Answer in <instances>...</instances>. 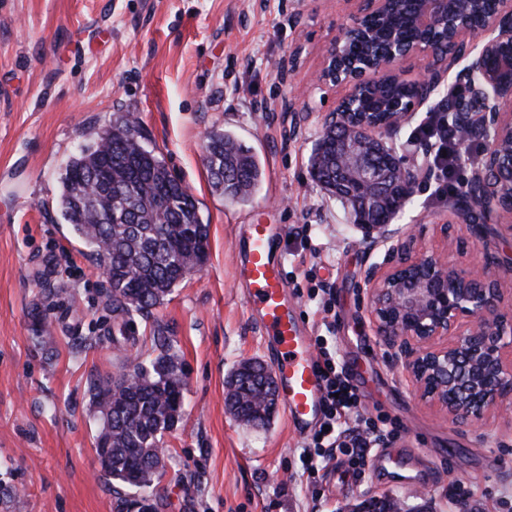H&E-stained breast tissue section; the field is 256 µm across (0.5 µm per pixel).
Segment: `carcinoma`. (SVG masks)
Here are the masks:
<instances>
[{
  "label": "carcinoma",
  "mask_w": 512,
  "mask_h": 512,
  "mask_svg": "<svg viewBox=\"0 0 512 512\" xmlns=\"http://www.w3.org/2000/svg\"><path fill=\"white\" fill-rule=\"evenodd\" d=\"M405 8L381 23L377 47L390 37L423 36ZM405 87H388L357 102L363 110L404 103ZM140 123L128 114L67 166L60 207L66 222L89 253L104 266L113 311L126 317L159 305L172 288L201 270L209 253V225L198 219L194 197L166 164L140 142ZM321 162L311 177L330 184L329 159L336 153V135L323 132L317 143ZM212 187L232 197L245 196L261 181L262 170L250 148L233 136L215 132L205 146ZM234 183L224 184V172ZM232 408L246 425L269 420L274 404L254 408L259 391L245 365L232 374ZM185 374L166 337H157L154 352L116 377L97 379L92 404L102 421L95 453L108 483L143 490L154 488L164 464L157 454L165 432L182 418Z\"/></svg>",
  "instance_id": "carcinoma-1"
}]
</instances>
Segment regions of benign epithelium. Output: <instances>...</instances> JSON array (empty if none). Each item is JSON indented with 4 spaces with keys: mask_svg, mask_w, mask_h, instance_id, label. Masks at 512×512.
<instances>
[{
    "mask_svg": "<svg viewBox=\"0 0 512 512\" xmlns=\"http://www.w3.org/2000/svg\"><path fill=\"white\" fill-rule=\"evenodd\" d=\"M350 22L331 42L320 84L346 93L326 113L322 127L336 130V195L350 200L361 232L359 244L384 247L382 262L370 267L365 286L375 335L415 383L420 397L459 427L491 413L512 425V299L502 267L491 257L480 266L461 267L447 256L420 250L413 235L395 224L415 194L418 170L408 167L392 139L427 104L448 73L467 80L451 122L464 142L479 139L487 148L455 210V223L478 229L488 224L512 237V0H496L495 10L478 27L468 14L480 0H412L422 5L421 28H444L448 56L437 60L427 41L403 51L375 50L371 18H385L404 0H362ZM367 47L359 67L340 65L350 39ZM417 59L420 74L407 79L403 63ZM408 82L416 94L386 122L351 103L381 85Z\"/></svg>",
    "mask_w": 512,
    "mask_h": 512,
    "instance_id": "7a95c632",
    "label": "benign epithelium"
}]
</instances>
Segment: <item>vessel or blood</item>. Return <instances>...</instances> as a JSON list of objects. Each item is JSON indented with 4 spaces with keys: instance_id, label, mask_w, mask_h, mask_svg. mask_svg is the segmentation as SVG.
I'll use <instances>...</instances> for the list:
<instances>
[{
    "instance_id": "1",
    "label": "vessel or blood",
    "mask_w": 512,
    "mask_h": 512,
    "mask_svg": "<svg viewBox=\"0 0 512 512\" xmlns=\"http://www.w3.org/2000/svg\"><path fill=\"white\" fill-rule=\"evenodd\" d=\"M278 238L273 225H250L239 277L247 286V303L260 319L262 334L276 352L278 399L292 430L300 433L321 415L323 383L310 339L288 301L283 267L275 254Z\"/></svg>"
}]
</instances>
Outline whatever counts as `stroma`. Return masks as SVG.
<instances>
[{"label": "stroma", "instance_id": "35a3bbf8", "mask_svg": "<svg viewBox=\"0 0 512 512\" xmlns=\"http://www.w3.org/2000/svg\"><path fill=\"white\" fill-rule=\"evenodd\" d=\"M261 3L0 0V512H132L136 491L99 473L90 387L152 351L160 332L186 390L183 419L162 439L157 512H354L370 496L399 499L406 512H512V428L493 417L459 428L420 399L374 334L364 279L382 254L358 245L347 208L309 175L321 115L342 95L318 89V75L354 0H276L270 13ZM307 97L315 110L302 120L288 104ZM129 113L210 226L203 268L129 320L133 346L103 269L58 208L70 161ZM210 132L260 158L262 182L245 199L214 192ZM455 207L424 179L400 221L418 247L461 264L512 259V241L453 223ZM252 224L282 226L288 299L306 334L354 370L362 417L400 422L390 445L408 454L386 475L371 464L354 472L345 452L306 471L315 430L294 433L280 408L262 427L227 410L238 364L273 363L236 276ZM453 483L472 490L467 503L449 496Z\"/></svg>", "mask_w": 512, "mask_h": 512}]
</instances>
